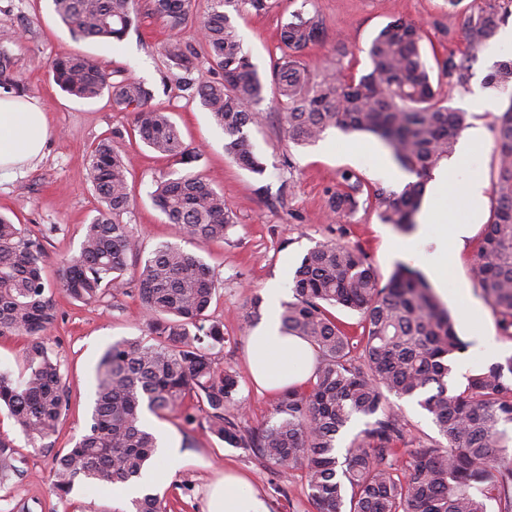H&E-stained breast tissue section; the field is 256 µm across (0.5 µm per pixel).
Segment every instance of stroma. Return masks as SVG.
Masks as SVG:
<instances>
[{"label":"stroma","instance_id":"obj_1","mask_svg":"<svg viewBox=\"0 0 512 512\" xmlns=\"http://www.w3.org/2000/svg\"><path fill=\"white\" fill-rule=\"evenodd\" d=\"M300 4L301 0H275L270 11L236 20L244 47L265 82L263 110L246 128L249 146L267 166L260 179L225 155L222 129L214 125L199 100L179 90L180 73L169 68L163 55L164 44L174 37L200 47L199 25L174 35L159 20L145 15L123 41L76 40L55 14L51 0H0V31L16 33L9 50L28 84L29 96L46 104L50 125L41 159L20 174L0 177V213L23 227L49 231L43 241L44 278L57 321L47 343L61 361L69 396V411L51 439L53 447H72L89 428L95 406V368L104 350L116 341L147 334V320L134 295L82 303L71 299L59 284L62 260L78 253L86 224L101 208L88 169L90 153L100 139L111 138L114 148L132 161L130 220L136 226L142 255H149L158 243L172 242L202 258L217 276L219 286L210 314L223 322L226 341L214 356L239 376L244 408L236 418L242 426L260 428L278 400L277 395L257 388L249 374L250 326L244 314L253 295L264 294L275 285L281 288L283 301H291L293 272L319 242L334 240L362 249L385 278L399 263L423 269L425 258L435 251L436 226L402 233L380 221L375 190L397 191L402 183L395 177L396 163L379 140L332 128L312 145L289 141L286 106L272 82V72L282 53L281 26ZM470 4L471 0H462L452 11L444 0H314L322 31L303 60L310 68L324 72L339 68L345 76L357 78L368 68L372 39L388 22L400 18L419 24L427 33L424 48L436 52L431 77L439 98L467 111L469 126L485 133L483 142L473 148L466 139H459L458 153L444 167L455 182L463 184L477 177L489 184L497 169L495 126L512 101L503 94L492 95L483 79L496 61L512 57V43L498 37L471 52L467 84L457 85L444 76V61L467 53L463 22ZM340 42L347 47L343 57L336 53ZM71 54L85 56L109 71H126L153 89V107L170 112L184 141L200 152L193 171L224 194L236 221L227 240L205 244L188 240L168 223L154 206L151 193L156 179L178 174L179 166L145 147L133 133L131 115L114 107L108 96L79 100L59 90L50 66ZM490 96L497 100L493 111L480 105L481 99ZM345 172L361 180L367 200L353 215L339 218L331 213L328 198ZM452 206L454 222L473 228L447 277L445 307L467 344L453 360L448 379L450 389L458 392L470 375L512 355V334L500 326L493 308H486L481 321L464 315L467 299L485 300L470 276V267L491 210L486 207L473 214L462 197L453 200ZM388 402L402 412L408 447L440 440L431 415L416 401L392 396ZM160 424L177 440L178 458L174 475L156 484L155 492L173 502L174 512H206L208 487L228 471L246 478L269 512H317L302 470L281 468L258 453L229 447L187 425L177 412L161 418ZM0 434L13 440L21 470L20 475L0 482V512H127L128 503L92 486L76 488L69 504H59L51 493L52 454L32 448L3 410Z\"/></svg>","mask_w":512,"mask_h":512}]
</instances>
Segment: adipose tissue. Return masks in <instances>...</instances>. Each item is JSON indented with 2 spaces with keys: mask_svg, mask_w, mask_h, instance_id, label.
Instances as JSON below:
<instances>
[{
  "mask_svg": "<svg viewBox=\"0 0 512 512\" xmlns=\"http://www.w3.org/2000/svg\"><path fill=\"white\" fill-rule=\"evenodd\" d=\"M49 129L47 115L38 100L23 96L0 97V172H12L38 158ZM424 223L436 225L439 240L429 266L431 276L444 281L453 264L450 243L469 236L470 227L452 221L451 208L428 210ZM267 314L248 336L250 367L261 388L282 391L302 384L309 376L315 356L311 346L298 337L284 334L280 319L281 291H267ZM208 512H269L248 483L228 474L213 487Z\"/></svg>",
  "mask_w": 512,
  "mask_h": 512,
  "instance_id": "obj_1",
  "label": "adipose tissue"
}]
</instances>
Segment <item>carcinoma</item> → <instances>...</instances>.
Wrapping results in <instances>:
<instances>
[{"mask_svg":"<svg viewBox=\"0 0 512 512\" xmlns=\"http://www.w3.org/2000/svg\"><path fill=\"white\" fill-rule=\"evenodd\" d=\"M202 46L220 74L192 77L198 52L179 41L164 47L170 67L183 71L180 88L199 99L224 131V152L262 178L266 165L246 145L244 128L264 101V84L244 49L232 15L271 8V0H208ZM53 9L79 40H122L136 24L139 0H52ZM301 7L281 28L283 55L273 74L288 106L285 132L297 145L319 141L330 128L373 134L393 159L416 176L401 190H376L379 217L409 232L420 210L426 181L450 158L466 128L467 112L437 99L422 52L421 27L397 19L372 40L370 70L341 82L312 72L301 60L315 44L322 21ZM146 12L172 32L196 13V0H145ZM499 0L472 4L464 20L468 49L497 36ZM15 42L0 35V89L21 95L25 79L8 51ZM469 57L448 59L443 70L456 83L469 79ZM54 83L78 99L108 95L113 105L132 113L141 142L177 164L190 165L198 152L185 143L171 114L152 107L154 92L140 79L108 72L92 60L70 55L52 66ZM484 87L509 94V106L495 127L497 174L492 183L493 211L485 225L471 269L494 311L512 326V57L496 62ZM130 160L104 138L91 154L89 173L104 211L86 225L78 254L61 266L60 284L74 300L96 301L134 289L148 317L147 337L112 343L96 368V399L88 432L73 447L54 454L53 489L68 500L79 483L125 485L152 464L158 443L144 423L145 413L183 412L233 448H256L267 461L299 467L318 512H512V355L470 376L460 392L448 388L454 357L466 343L451 313L440 307L419 271L396 265L387 282L366 254L346 244L322 242L296 267L293 300L283 304V331L307 341L319 360L305 390L280 393L274 420L259 430L241 427L227 413L242 408L237 372L213 358L224 347V324L209 318L217 290L212 269L181 246L162 242L141 266L130 259L140 251L130 213L127 172ZM361 184L344 177L331 193L329 208L339 216L355 213ZM155 207L188 239L224 240L235 221L224 194L199 174L187 171L164 178L152 192ZM43 238L0 216V336L28 339L19 377L0 371V408L35 448L52 450L66 416L69 397L61 363L46 345L57 318L43 278ZM355 309L362 316L363 360L349 355L350 336L330 308ZM419 398L446 440L420 448H397L403 440L402 415L387 395ZM355 418L365 427L338 456L337 437ZM410 460L407 475L394 472L389 458ZM19 472L12 441L0 435V481ZM480 484V495L471 492ZM131 512H167L156 494L131 501Z\"/></svg>","mask_w":512,"mask_h":512,"instance_id":"cac0c4a2","label":"carcinoma"}]
</instances>
